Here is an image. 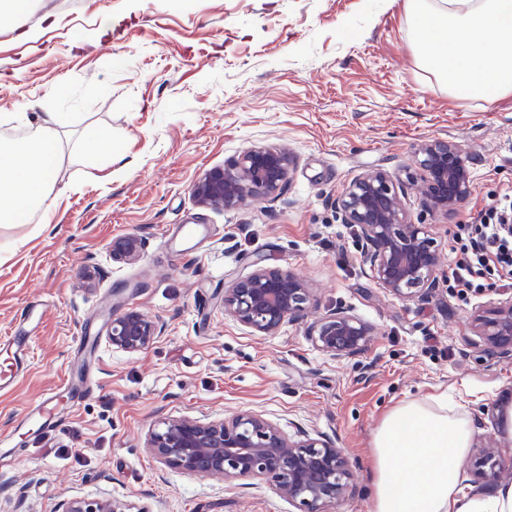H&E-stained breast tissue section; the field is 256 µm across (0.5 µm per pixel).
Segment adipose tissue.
I'll return each instance as SVG.
<instances>
[{"label":"adipose tissue","instance_id":"adipose-tissue-1","mask_svg":"<svg viewBox=\"0 0 512 512\" xmlns=\"http://www.w3.org/2000/svg\"><path fill=\"white\" fill-rule=\"evenodd\" d=\"M419 61L450 93L487 104L512 96V0H407ZM0 119V228L47 226L50 196L69 148L60 115L43 112L15 137ZM473 441L467 410L444 396L390 409L373 435L370 512H512V484L466 491Z\"/></svg>","mask_w":512,"mask_h":512}]
</instances>
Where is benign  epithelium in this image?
I'll return each mask as SVG.
<instances>
[{
  "instance_id": "obj_1",
  "label": "benign epithelium",
  "mask_w": 512,
  "mask_h": 512,
  "mask_svg": "<svg viewBox=\"0 0 512 512\" xmlns=\"http://www.w3.org/2000/svg\"><path fill=\"white\" fill-rule=\"evenodd\" d=\"M415 164L421 194L432 208L446 213L469 198L471 172L456 142H422L415 151ZM291 171L286 151L252 148L232 166L205 174L195 184L194 195L204 208H236L254 196L280 192ZM402 195V187L396 186L390 173L377 168L352 179L337 207L343 223L356 228L366 243L364 258L376 286L409 301L423 299L436 288L440 257L425 225L408 219ZM143 247L142 238L125 236L112 243V258L133 263ZM310 299V288L292 272L259 264L249 277L224 289V311L252 331L269 335L300 320ZM472 326L485 355L512 357V296L475 311ZM163 333V323L124 309L112 314L107 336L113 347L137 353ZM374 333L369 322L341 310L326 314L308 329L320 350L345 359L364 354ZM144 448L157 463L192 475L265 480L298 512H332L352 489L350 463L336 440L307 432L292 436L258 414L232 419L169 418L149 433ZM470 462L474 482L481 487L498 486L512 469L491 443L472 455ZM64 512L131 510L111 500L74 499Z\"/></svg>"
}]
</instances>
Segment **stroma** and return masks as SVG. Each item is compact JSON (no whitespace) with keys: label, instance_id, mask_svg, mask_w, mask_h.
Listing matches in <instances>:
<instances>
[{"label":"stroma","instance_id":"stroma-1","mask_svg":"<svg viewBox=\"0 0 512 512\" xmlns=\"http://www.w3.org/2000/svg\"><path fill=\"white\" fill-rule=\"evenodd\" d=\"M46 13L56 21L34 46L0 28V114L61 113L81 152L58 175L51 230L0 229V337L23 307L43 313L28 373L0 391V438L18 450L0 467V512H63L73 499L297 512L257 478L159 468L144 440L170 415L256 412L338 439L355 480L335 512H369L373 434L402 400L453 396L476 441L494 437L493 397L512 392V360L478 352L468 314L502 289L385 294L336 201L363 171L405 177L419 141H456L470 159L468 202L443 214L418 191L404 199L449 265L459 224L512 188L511 96L487 105L449 95L416 60L406 0H38L28 25ZM89 125L111 130V161L88 165L99 151L80 140ZM252 146L291 153L281 194L202 208L196 181ZM126 235L145 242L137 263L112 259ZM260 264L309 282L306 320L265 336L225 314V286ZM118 305L163 322V336L138 353L112 348ZM333 310L376 327L365 354L316 347L308 323ZM73 371L93 396L49 435L27 434L20 418Z\"/></svg>","mask_w":512,"mask_h":512}]
</instances>
